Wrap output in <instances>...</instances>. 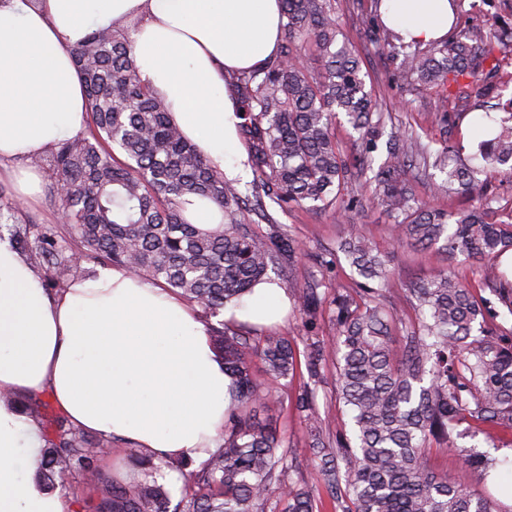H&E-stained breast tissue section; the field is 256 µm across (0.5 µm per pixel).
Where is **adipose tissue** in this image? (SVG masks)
<instances>
[{
    "label": "adipose tissue",
    "instance_id": "1",
    "mask_svg": "<svg viewBox=\"0 0 512 512\" xmlns=\"http://www.w3.org/2000/svg\"><path fill=\"white\" fill-rule=\"evenodd\" d=\"M406 41L447 37L448 0H382ZM130 28L142 79L211 167L247 172L225 78L273 58L281 0H0V169L32 197L41 175L21 163L83 132L88 102L71 49L94 29ZM288 311L258 285L224 316L271 325ZM44 394L78 428L156 458L201 464L223 444L230 380L197 306L115 268L49 292L9 239L0 240V512H73L37 468L43 424L18 399Z\"/></svg>",
    "mask_w": 512,
    "mask_h": 512
}]
</instances>
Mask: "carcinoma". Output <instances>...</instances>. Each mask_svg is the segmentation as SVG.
I'll return each instance as SVG.
<instances>
[{
  "mask_svg": "<svg viewBox=\"0 0 512 512\" xmlns=\"http://www.w3.org/2000/svg\"><path fill=\"white\" fill-rule=\"evenodd\" d=\"M282 38L277 55L248 72L225 78L233 93L247 148L254 197L238 181L211 168L170 118L168 108L140 78L129 29H97L71 50L90 108L87 131L35 158L48 171L50 196L65 229L44 225L16 207L0 186V238L9 236L21 255L40 269L45 287L60 290L77 272L111 266L178 291L211 325L210 340L234 391L224 419V446L187 482L165 487L167 459L135 457L141 479L132 488L114 484L97 512H319L314 490L287 482L296 457L270 423L256 420L269 390L251 370L257 357L272 381L288 378L298 364L283 336H252L224 325V308L237 305L270 272L297 254L296 242L279 230L263 237L255 217L275 220L268 205H309L344 217L360 204L352 187L372 173L373 200L391 222L395 244L440 246L448 256L478 260L512 316V281L499 259L512 250V213L488 222L483 207L444 212L416 198L408 173L417 165L445 175L435 194L483 190L480 176L512 163V109L476 144L466 161L451 140L433 151L411 132L394 133L386 157L374 168L367 154L385 123L372 99L355 52L342 35L335 0H281ZM365 31L401 57L411 86H451L484 107L512 83L499 55L512 51V23H496L479 11L464 29L422 48L406 43L378 16ZM358 133L365 153L344 155L333 127L339 116ZM206 199L221 211L217 226L188 221L186 205ZM343 255L359 277V297L338 293L337 394L352 413L354 442L317 431L319 415L307 395L298 401L314 430L311 463L335 512H493L489 504L431 471L426 454L446 444L470 419L487 430L512 429V344L489 338L482 303L456 274L440 272L416 284V317L405 320L384 302L388 253L362 232L342 241ZM297 311L310 319L325 303L309 284L294 289ZM402 335L395 336V330ZM323 347H307L313 376ZM22 411L45 421L47 446L40 478L51 487L65 471L85 467L84 432L47 418L48 404L20 400Z\"/></svg>",
  "mask_w": 512,
  "mask_h": 512,
  "instance_id": "cac0c4a2",
  "label": "carcinoma"
}]
</instances>
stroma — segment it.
<instances>
[{"instance_id":"stroma-1","label":"stroma","mask_w":512,"mask_h":512,"mask_svg":"<svg viewBox=\"0 0 512 512\" xmlns=\"http://www.w3.org/2000/svg\"><path fill=\"white\" fill-rule=\"evenodd\" d=\"M374 9L373 0H336V13L343 34L360 60L367 88L371 89L386 114V132L409 129L419 136L421 142L438 141L440 132L436 122V106L439 99L444 97L448 100L449 111L462 115L452 132L453 139L464 146H471L482 122L480 112L472 110L470 102L460 98L457 87L426 89L407 86L399 76L398 62L392 53L364 35L363 20ZM270 212L287 235L299 245L293 261L284 264L275 275L276 284L287 291L315 281L324 282L327 287L328 303L315 321H307L292 310L281 324L270 328L257 325L249 328L250 333L256 336L270 332L284 336L300 351L313 342L325 344L319 378H311L306 366H298L293 375L279 381L274 398L264 410L265 416L273 419L279 435L297 458L300 484L316 489L320 482L309 461L310 428L296 409L298 398L301 394L313 393L324 436L332 437L352 431L351 413L336 398V349L330 342L335 333V322L330 300L338 292L353 290L354 284L348 265L325 267L320 263L321 256L334 251L339 241L349 234L362 231L379 249L389 254L391 275L386 299L404 317L415 315L411 300L405 293L406 288L451 268L472 286L477 298L486 301L488 327L511 342L512 319L503 317L504 307L484 279L482 262L461 257L452 260L445 252L435 248L420 250L393 245L388 221L375 206L358 208L348 220L330 210L294 207L284 212L274 206ZM459 446L495 457L501 465L491 475L468 467L455 453ZM134 451L133 445L116 440L112 443L111 452L97 454V465L105 476L103 482L86 483L77 471L65 478L64 494L74 502L76 512H96L99 500L113 484L128 486L133 483L137 471L129 456ZM511 457L512 429L499 428L489 440L480 434L457 439L452 449L433 447L428 455V463L435 472L447 475L450 482L462 485L474 496L487 500L495 512H502L503 508L512 505V500L501 497L497 492L498 487H512V467L507 464Z\"/></svg>"}]
</instances>
